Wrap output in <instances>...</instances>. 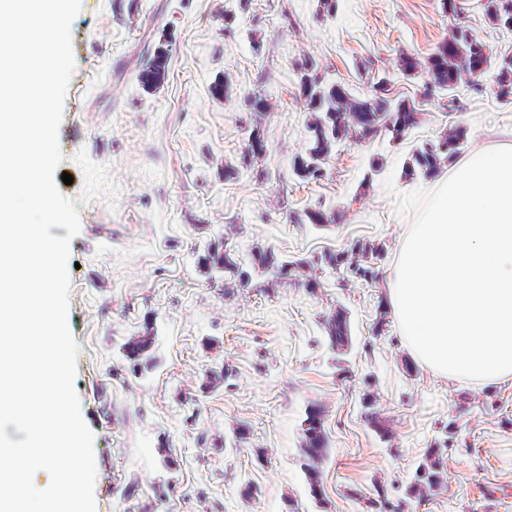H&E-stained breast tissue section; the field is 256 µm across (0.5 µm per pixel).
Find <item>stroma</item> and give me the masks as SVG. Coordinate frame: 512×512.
Segmentation results:
<instances>
[{
	"label": "stroma",
	"mask_w": 512,
	"mask_h": 512,
	"mask_svg": "<svg viewBox=\"0 0 512 512\" xmlns=\"http://www.w3.org/2000/svg\"><path fill=\"white\" fill-rule=\"evenodd\" d=\"M463 7L478 39L512 50V28L479 0ZM453 24L441 0H81L58 170L80 224L67 324L94 512H370L380 495L392 512H512V382L472 388L416 366L386 305L428 180L413 152L457 125L463 155L512 133V101L494 91L458 88L451 110L426 96L425 71L401 72L400 53L427 61ZM160 47L167 75L149 91L138 73ZM307 65L363 94L386 78L390 98L418 104L416 127L338 143L322 176H296L311 141ZM256 129L266 149L253 156ZM318 208L329 223L307 221ZM356 245L383 247L376 280L320 261ZM260 248L315 268L273 278L252 263ZM212 251L235 270L205 266ZM339 309L342 350L326 327ZM146 332L133 363L123 345ZM211 369L226 378L207 384ZM312 407L327 437L317 495L302 469ZM443 445L442 488L419 497L418 468Z\"/></svg>",
	"instance_id": "1"
}]
</instances>
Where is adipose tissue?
I'll use <instances>...</instances> for the list:
<instances>
[{
    "label": "adipose tissue",
    "instance_id": "adipose-tissue-1",
    "mask_svg": "<svg viewBox=\"0 0 512 512\" xmlns=\"http://www.w3.org/2000/svg\"><path fill=\"white\" fill-rule=\"evenodd\" d=\"M387 287L416 365L476 386L512 381V139L418 190Z\"/></svg>",
    "mask_w": 512,
    "mask_h": 512
}]
</instances>
